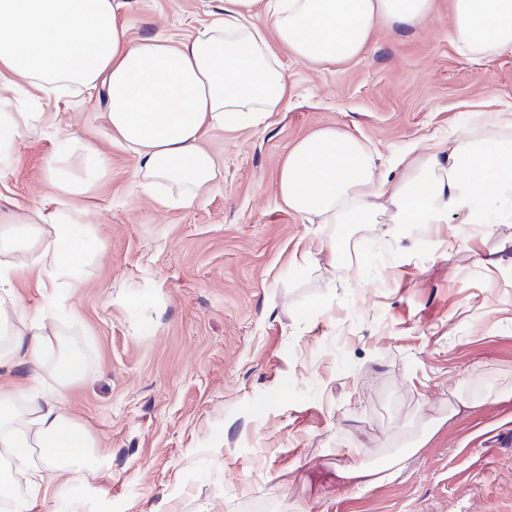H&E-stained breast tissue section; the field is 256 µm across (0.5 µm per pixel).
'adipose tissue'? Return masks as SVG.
Segmentation results:
<instances>
[{"label":"adipose tissue","instance_id":"obj_1","mask_svg":"<svg viewBox=\"0 0 512 512\" xmlns=\"http://www.w3.org/2000/svg\"><path fill=\"white\" fill-rule=\"evenodd\" d=\"M130 0H0V91L26 84L70 96L107 89L112 138L133 151L145 190L173 187L185 203L205 194L216 164L203 145L208 128L248 130L279 111L288 81L274 51L283 46L315 65L357 58L382 27L420 29L435 0H224V14L180 42L157 34L128 42L120 21ZM454 42L472 57L512 55V0H452ZM397 180L378 170L355 136L324 127L297 141L277 173L283 205L311 224H389L401 234L461 212L486 223L512 206V140L467 136L447 159L425 152ZM59 182L52 208L0 226V368L28 367L23 385H0V473L24 474L26 495L10 512H36L50 484L82 494L111 462L101 443L67 414L64 397L89 368L75 349L46 363L59 330L43 308L11 316L15 285L65 274L85 245L81 215ZM31 254L16 263V250ZM53 384L43 387L41 369Z\"/></svg>","mask_w":512,"mask_h":512}]
</instances>
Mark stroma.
I'll list each match as a JSON object with an SVG mask.
<instances>
[{
    "label": "stroma",
    "instance_id": "stroma-1",
    "mask_svg": "<svg viewBox=\"0 0 512 512\" xmlns=\"http://www.w3.org/2000/svg\"><path fill=\"white\" fill-rule=\"evenodd\" d=\"M449 0L423 29H379L334 66L279 58L280 111L204 141L221 174L192 204L144 193L136 156L112 139L106 93L15 97L41 113L0 157V215L49 205L46 170L78 184L96 144L105 169L72 196L96 247L21 307L44 306L90 373L66 409L111 454L78 496L52 485L42 512H512V217L447 221L396 237L383 224H310L288 211V149L333 126L378 164L512 114V55L472 58ZM224 0H132L130 41L181 40ZM347 242L338 264L320 240ZM411 453L395 481L354 486L348 467Z\"/></svg>",
    "mask_w": 512,
    "mask_h": 512
}]
</instances>
